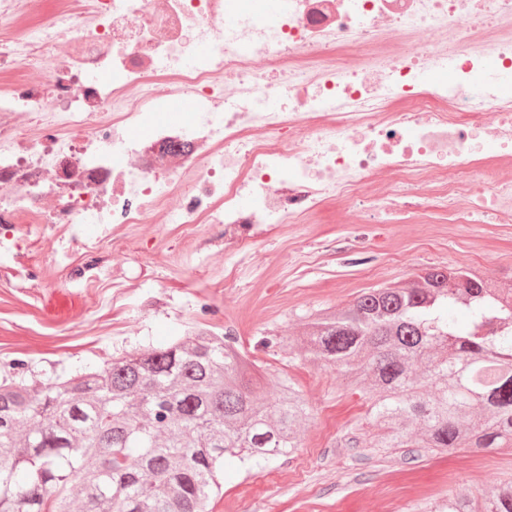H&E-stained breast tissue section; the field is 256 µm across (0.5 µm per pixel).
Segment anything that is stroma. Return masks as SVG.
Here are the masks:
<instances>
[{"label":"stroma","instance_id":"1","mask_svg":"<svg viewBox=\"0 0 512 512\" xmlns=\"http://www.w3.org/2000/svg\"><path fill=\"white\" fill-rule=\"evenodd\" d=\"M325 204L314 224H257L230 241L220 224H72L32 232L0 261V372L24 362L44 380L165 344L187 330L232 325L268 391L280 376L303 392L311 418L299 446L266 466L224 461L213 512H438L449 493L490 495L512 478V448H377L368 393L293 342L306 317L422 269L512 275V228L502 224H357ZM356 239L363 261L337 241ZM262 336L282 340L257 352Z\"/></svg>","mask_w":512,"mask_h":512}]
</instances>
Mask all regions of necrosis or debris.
I'll return each instance as SVG.
<instances>
[{
  "label": "necrosis or debris",
  "mask_w": 512,
  "mask_h": 512,
  "mask_svg": "<svg viewBox=\"0 0 512 512\" xmlns=\"http://www.w3.org/2000/svg\"><path fill=\"white\" fill-rule=\"evenodd\" d=\"M39 7L0 0V72L19 74L0 85V252L57 224L239 239L329 200L370 224L414 219L422 195L448 224H512V36L494 35L512 0Z\"/></svg>",
  "instance_id": "necrosis-or-debris-1"
}]
</instances>
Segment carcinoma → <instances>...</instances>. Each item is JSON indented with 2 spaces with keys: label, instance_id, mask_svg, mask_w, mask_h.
<instances>
[{
  "label": "carcinoma",
  "instance_id": "carcinoma-1",
  "mask_svg": "<svg viewBox=\"0 0 512 512\" xmlns=\"http://www.w3.org/2000/svg\"><path fill=\"white\" fill-rule=\"evenodd\" d=\"M296 344L369 389L376 448L512 441V279L428 268L308 317ZM230 331L206 328L53 381L0 382V512H211L228 455L298 447L309 406L291 383L259 392ZM448 512H512L448 496Z\"/></svg>",
  "mask_w": 512,
  "mask_h": 512
}]
</instances>
